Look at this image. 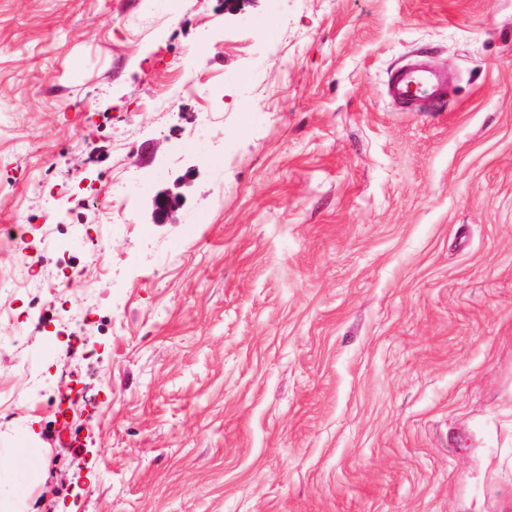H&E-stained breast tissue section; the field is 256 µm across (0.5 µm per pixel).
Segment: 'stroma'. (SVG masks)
<instances>
[{
	"instance_id": "35a3bbf8",
	"label": "stroma",
	"mask_w": 512,
	"mask_h": 512,
	"mask_svg": "<svg viewBox=\"0 0 512 512\" xmlns=\"http://www.w3.org/2000/svg\"><path fill=\"white\" fill-rule=\"evenodd\" d=\"M415 56L448 96L407 112ZM184 66L223 102L153 110ZM65 260L106 281L83 346ZM29 272L0 512H512V0H0V277Z\"/></svg>"
}]
</instances>
